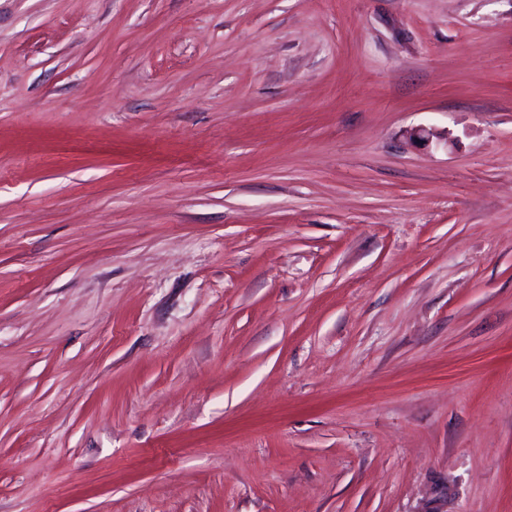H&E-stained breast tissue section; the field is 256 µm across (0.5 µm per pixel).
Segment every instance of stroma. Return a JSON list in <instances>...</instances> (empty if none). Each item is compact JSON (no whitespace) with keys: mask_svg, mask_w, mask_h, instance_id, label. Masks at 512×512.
<instances>
[{"mask_svg":"<svg viewBox=\"0 0 512 512\" xmlns=\"http://www.w3.org/2000/svg\"><path fill=\"white\" fill-rule=\"evenodd\" d=\"M0 512H512V0H0Z\"/></svg>","mask_w":512,"mask_h":512,"instance_id":"obj_1","label":"stroma"}]
</instances>
